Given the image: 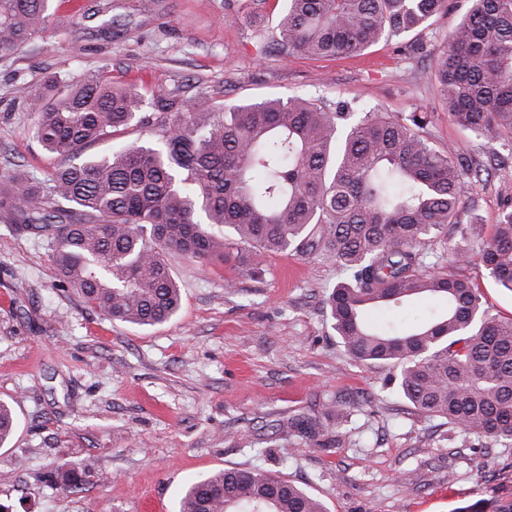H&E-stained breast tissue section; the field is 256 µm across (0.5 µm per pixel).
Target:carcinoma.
<instances>
[{
  "instance_id": "1",
  "label": "carcinoma",
  "mask_w": 512,
  "mask_h": 512,
  "mask_svg": "<svg viewBox=\"0 0 512 512\" xmlns=\"http://www.w3.org/2000/svg\"><path fill=\"white\" fill-rule=\"evenodd\" d=\"M51 0H0V54L43 32ZM448 33L434 78L448 118L488 143L512 136V0H468ZM447 0H287L276 45L287 53L336 57L383 38L425 29ZM141 96L100 76L69 85L35 107V135L71 159L141 124L161 147L133 142L119 152L66 163L45 180L16 166L0 176V208L18 229L52 243L51 261L92 310L112 321L155 327L181 307L171 260L235 256L249 274L271 253L319 254L345 277L326 310L338 343L355 361L397 370L412 406L448 421L465 438L512 447V318L486 313L478 288L445 274L434 245L457 234L452 261L478 258L512 292V202L489 236L461 215L476 200L464 187L481 164L425 135L428 113L403 117L348 111L302 96L263 99L218 112L211 99ZM220 224L229 235L206 228ZM438 299L442 310L411 321L371 322L372 308ZM306 438L313 418L284 425ZM88 466L63 463L46 481L82 488ZM178 512H327L322 500L274 472L227 468L191 482ZM456 512H512V498H480Z\"/></svg>"
}]
</instances>
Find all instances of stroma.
I'll return each mask as SVG.
<instances>
[{
    "mask_svg": "<svg viewBox=\"0 0 512 512\" xmlns=\"http://www.w3.org/2000/svg\"><path fill=\"white\" fill-rule=\"evenodd\" d=\"M284 0H54L51 26L0 58V176L24 166L45 178L60 163L38 145L28 98L52 76L89 73L153 95L209 97L217 107L305 96L393 113L426 110L427 136L480 158L505 156L467 190L481 224L512 200V145L486 144L448 118L433 77L449 32L468 8L362 54L310 59L274 45ZM268 45L258 56V44ZM179 313L149 329L108 320L60 282L45 237L0 211V401L17 419L0 446V504L12 512H177L185 485L229 467L282 474L328 512H455L479 498H512V448L462 439L417 412L387 370L336 342L325 296L335 264L293 251L267 255L258 276L230 262H174ZM484 307L512 318V292L479 262L459 266ZM350 406L348 418L329 411ZM319 415L320 442L282 428ZM87 463L83 489L43 479Z\"/></svg>",
    "mask_w": 512,
    "mask_h": 512,
    "instance_id": "obj_1",
    "label": "stroma"
}]
</instances>
